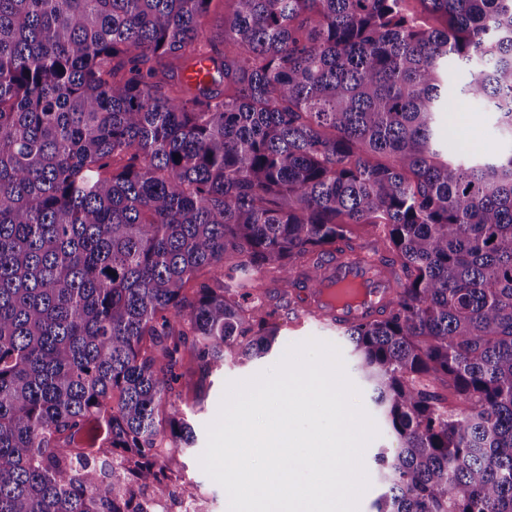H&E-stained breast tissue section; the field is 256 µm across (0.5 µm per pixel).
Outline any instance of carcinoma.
<instances>
[{
  "mask_svg": "<svg viewBox=\"0 0 512 512\" xmlns=\"http://www.w3.org/2000/svg\"><path fill=\"white\" fill-rule=\"evenodd\" d=\"M465 103L507 148L448 158ZM358 249L374 512H512V0H0V512H159L185 360L263 357Z\"/></svg>",
  "mask_w": 512,
  "mask_h": 512,
  "instance_id": "1",
  "label": "carcinoma"
}]
</instances>
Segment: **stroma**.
I'll use <instances>...</instances> for the list:
<instances>
[{"instance_id":"35a3bbf8","label":"stroma","mask_w":512,"mask_h":512,"mask_svg":"<svg viewBox=\"0 0 512 512\" xmlns=\"http://www.w3.org/2000/svg\"><path fill=\"white\" fill-rule=\"evenodd\" d=\"M440 136L449 152H456L467 145L485 151L488 141L498 139L499 134L492 121L479 122L473 113H454L440 130ZM310 338L336 344L342 356H349L350 347L336 331L317 325L293 326L291 320H283L277 345L266 356L242 364H226L221 371L202 375L194 364H186L184 377L178 387L180 406L194 427L197 440L194 447L178 448L169 460L177 478L172 485L173 494L166 502L167 512H183L182 503L194 500L198 512H228L224 489L212 481L201 469L198 458L207 442V426L218 412L227 381L243 380L266 370L277 363L290 345Z\"/></svg>"}]
</instances>
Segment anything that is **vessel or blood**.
I'll list each match as a JSON object with an SVG mask.
<instances>
[{
	"label": "vessel or blood",
	"instance_id": "obj_1",
	"mask_svg": "<svg viewBox=\"0 0 512 512\" xmlns=\"http://www.w3.org/2000/svg\"><path fill=\"white\" fill-rule=\"evenodd\" d=\"M328 279L319 293L310 296L303 306L300 322H314L320 326L341 330L361 319L367 312L376 310L388 297L387 283L368 266L336 259L328 270ZM353 285L360 296L350 303L335 301L340 288Z\"/></svg>",
	"mask_w": 512,
	"mask_h": 512
}]
</instances>
